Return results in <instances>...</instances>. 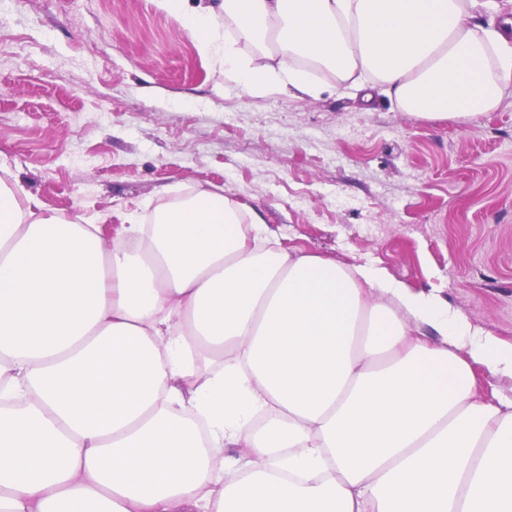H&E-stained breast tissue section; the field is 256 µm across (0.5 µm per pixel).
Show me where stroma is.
Returning <instances> with one entry per match:
<instances>
[{
	"label": "stroma",
	"instance_id": "35a3bbf8",
	"mask_svg": "<svg viewBox=\"0 0 512 512\" xmlns=\"http://www.w3.org/2000/svg\"><path fill=\"white\" fill-rule=\"evenodd\" d=\"M247 98L154 0H0V175L48 214L120 229L201 190L272 247L367 266L512 344V87L458 123Z\"/></svg>",
	"mask_w": 512,
	"mask_h": 512
}]
</instances>
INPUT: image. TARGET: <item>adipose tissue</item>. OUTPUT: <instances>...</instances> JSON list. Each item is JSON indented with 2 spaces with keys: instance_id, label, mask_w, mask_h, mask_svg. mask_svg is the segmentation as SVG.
Instances as JSON below:
<instances>
[{
  "instance_id": "ef3b65f1",
  "label": "adipose tissue",
  "mask_w": 512,
  "mask_h": 512,
  "mask_svg": "<svg viewBox=\"0 0 512 512\" xmlns=\"http://www.w3.org/2000/svg\"><path fill=\"white\" fill-rule=\"evenodd\" d=\"M495 7L206 0L186 28L246 96L317 97L314 65L473 122L512 85ZM100 232L0 179V512H512V408L471 370L512 373V345L377 270L267 248L216 192L164 208L145 249L140 225Z\"/></svg>"
}]
</instances>
